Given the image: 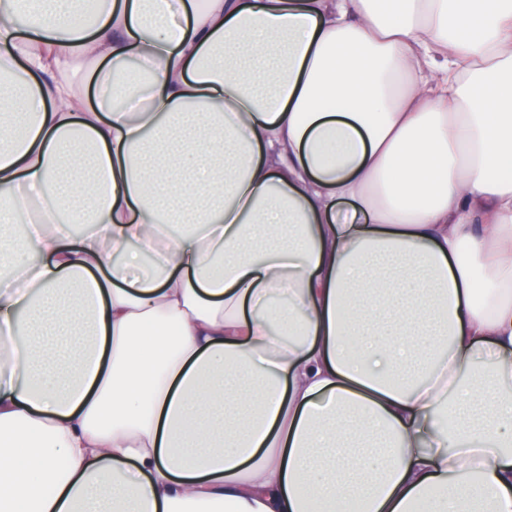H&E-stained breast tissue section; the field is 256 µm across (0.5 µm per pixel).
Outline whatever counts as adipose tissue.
Returning a JSON list of instances; mask_svg holds the SVG:
<instances>
[{
  "label": "adipose tissue",
  "instance_id": "obj_1",
  "mask_svg": "<svg viewBox=\"0 0 512 512\" xmlns=\"http://www.w3.org/2000/svg\"><path fill=\"white\" fill-rule=\"evenodd\" d=\"M76 16L0 0V512H512V0Z\"/></svg>",
  "mask_w": 512,
  "mask_h": 512
}]
</instances>
